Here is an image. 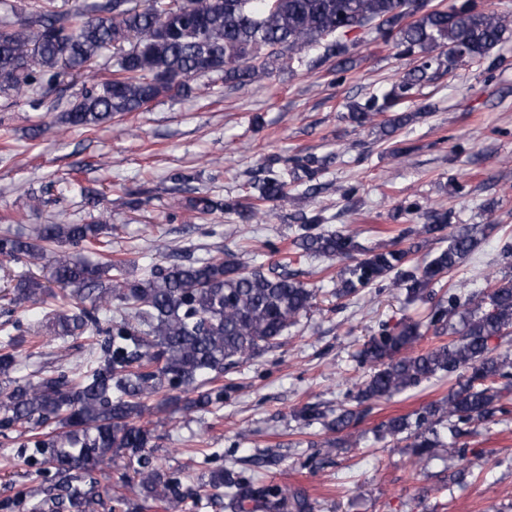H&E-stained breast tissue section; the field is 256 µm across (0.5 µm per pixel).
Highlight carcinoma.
<instances>
[{
    "label": "carcinoma",
    "mask_w": 512,
    "mask_h": 512,
    "mask_svg": "<svg viewBox=\"0 0 512 512\" xmlns=\"http://www.w3.org/2000/svg\"><path fill=\"white\" fill-rule=\"evenodd\" d=\"M0 5L16 16L0 20V93L35 107L63 75L82 76L85 86L75 101L57 100L61 122L74 129L141 112L162 97H184L188 82L198 76L216 74L250 85L271 79L278 63L311 70L313 47L322 49L325 59L338 58L336 70L345 72L349 50L356 46L347 32L358 27L393 41L399 57L420 55V63L389 90L349 105L348 118L357 127L388 115L383 128L390 134L410 119L400 105L425 83L488 57L508 30L494 11L455 4L425 11L418 0H99L89 9L69 10L58 9L57 0H27L17 7L0 0ZM106 52L112 60L103 74L96 62ZM322 166L312 155L272 158L264 176L250 183V203L199 192L181 207L197 214L224 210L252 221L270 217L288 205V180H298V174L309 182L307 192L316 193ZM426 219L401 232L400 238L414 240L406 248L392 241L365 249L356 235L325 229L327 218L317 210L297 225L293 245L300 258L346 263L338 297L389 277L406 302L426 301L438 278L478 245L472 228L461 227L449 235L448 247L414 263L409 256L421 243L450 227L446 211L431 210ZM110 237L109 224L66 219L41 224L28 237L0 235V261L25 266L5 293L3 314L13 332L0 343V435L54 426L18 447L37 466L36 475L46 480L52 471L61 475L54 492L7 501L0 509L96 512L101 501L92 474L126 457L135 463L128 480L143 503L174 504L223 489L230 512L257 507L276 512L290 499L296 512H309L304 495L259 485L230 469L211 471L195 489L176 473H162L152 455L158 422L151 416L166 406L198 411L220 400L208 383L278 345L312 307L316 290L297 280L286 263L265 270L234 253L154 264L133 276L126 263L110 258ZM49 298L61 304L34 313L22 328L16 308H36ZM426 328L450 339L419 351L421 324L408 323L384 328L363 344L358 358L371 371L355 383V407L302 410L304 422L335 435L324 447L357 442L351 428L372 402L433 377L455 378L448 396L380 426L381 437L406 442L416 463L441 458L437 427L460 438L470 425L509 413L503 401L512 392V352L497 350L491 340L512 334V275L491 280L478 301L448 293L446 302L429 308ZM44 330L63 340L91 339L82 367L23 375L25 333ZM158 396L162 402L151 403Z\"/></svg>",
    "instance_id": "cac0c4a2"
}]
</instances>
